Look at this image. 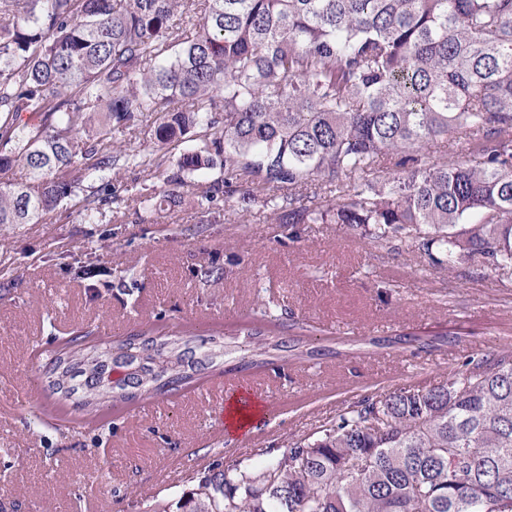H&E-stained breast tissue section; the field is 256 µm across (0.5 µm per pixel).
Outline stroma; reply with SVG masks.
Masks as SVG:
<instances>
[{
  "label": "stroma",
  "mask_w": 512,
  "mask_h": 512,
  "mask_svg": "<svg viewBox=\"0 0 512 512\" xmlns=\"http://www.w3.org/2000/svg\"><path fill=\"white\" fill-rule=\"evenodd\" d=\"M147 113L112 130L115 149L175 169L185 146L158 148ZM220 169L185 174L181 205L151 210L158 179L112 171L122 201L92 217L64 200L35 224L0 227V499L15 512H144L187 489L216 454L245 471L260 448L312 433L363 396L430 386L469 358L512 353V280L462 278L394 241L375 246L341 224H305L300 239L252 206L246 222L200 223L194 202ZM249 275H242V267ZM298 324L314 356L246 378L261 403L255 432L226 428V374L201 372L167 397L58 410L43 368L78 328L113 340L142 327L201 337L243 329L259 305ZM437 334L438 347L415 338Z\"/></svg>",
  "instance_id": "obj_1"
}]
</instances>
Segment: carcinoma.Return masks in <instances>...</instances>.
Returning a JSON list of instances; mask_svg holds the SVG:
<instances>
[{"mask_svg":"<svg viewBox=\"0 0 512 512\" xmlns=\"http://www.w3.org/2000/svg\"><path fill=\"white\" fill-rule=\"evenodd\" d=\"M146 112L162 114L159 147L201 141L156 210L180 204L183 173L218 166L203 223L260 203L278 224H348L462 278L469 263L512 276V0H0V170L29 171L0 186V225L42 220L96 173L153 168L111 145ZM452 134L465 156L431 160ZM100 180L88 215L121 201ZM291 330L148 327L90 345L77 331L47 387L75 411L166 396L232 351L239 371L313 356ZM259 454L255 473L215 459L158 512H512V354L365 396Z\"/></svg>","mask_w":512,"mask_h":512,"instance_id":"obj_1","label":"carcinoma"}]
</instances>
